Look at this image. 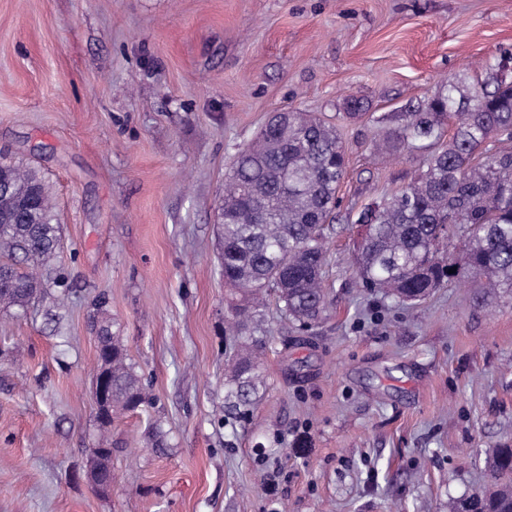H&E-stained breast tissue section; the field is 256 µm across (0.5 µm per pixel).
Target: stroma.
I'll return each mask as SVG.
<instances>
[{
  "label": "stroma",
  "mask_w": 512,
  "mask_h": 512,
  "mask_svg": "<svg viewBox=\"0 0 512 512\" xmlns=\"http://www.w3.org/2000/svg\"><path fill=\"white\" fill-rule=\"evenodd\" d=\"M510 50L512 0H0V153L44 177L61 240L37 298L0 306V512H448L483 489L487 451L512 447V294L481 306L467 277L417 305L367 292L350 223L426 168L371 139ZM292 110L348 157L328 304L307 331L258 307L264 384L240 420L218 206L234 156ZM100 314L150 395L108 425ZM94 447L112 451L106 494Z\"/></svg>",
  "instance_id": "35a3bbf8"
}]
</instances>
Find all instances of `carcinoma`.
Wrapping results in <instances>:
<instances>
[{"instance_id": "cac0c4a2", "label": "carcinoma", "mask_w": 512, "mask_h": 512, "mask_svg": "<svg viewBox=\"0 0 512 512\" xmlns=\"http://www.w3.org/2000/svg\"><path fill=\"white\" fill-rule=\"evenodd\" d=\"M457 126L412 184L364 206L353 261L362 287L399 302L425 300L449 281L482 280L481 303L512 292V151L498 149L490 163L475 161L491 142L512 141V78L497 73L469 96L448 84L446 93L397 115L398 126L375 149L394 154L441 141L448 118ZM346 168L336 130L307 112H278L257 140L229 167L220 205L224 284L232 295V328L247 335L231 367L224 406L244 419L262 383V321L253 315L273 290L285 315L311 328L323 317L327 239L333 234L337 188ZM465 248L450 250L457 237ZM59 227L50 193L37 170L0 160V254L22 256L0 291V305L25 308L38 295L36 270L57 255ZM456 272H450L451 268ZM99 358L112 377V413L147 401L125 347L102 324ZM491 484L453 501L452 512H512V448L486 460Z\"/></svg>"}]
</instances>
